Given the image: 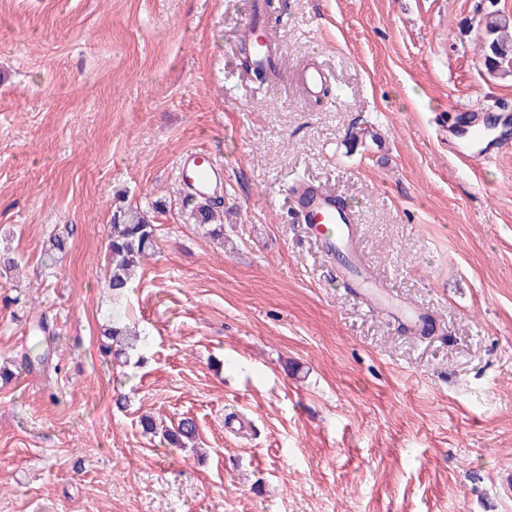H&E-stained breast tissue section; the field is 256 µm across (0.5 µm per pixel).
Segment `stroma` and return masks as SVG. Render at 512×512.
Here are the masks:
<instances>
[{
	"label": "stroma",
	"instance_id": "1",
	"mask_svg": "<svg viewBox=\"0 0 512 512\" xmlns=\"http://www.w3.org/2000/svg\"><path fill=\"white\" fill-rule=\"evenodd\" d=\"M512 0H0V364L47 317L49 361L0 383V512H512V147L462 163L454 110L512 113L480 20ZM264 19L275 74L241 65ZM327 92L306 93L309 65ZM378 140L351 143L354 127ZM224 163V238L194 224L182 151ZM350 206L378 287L336 279L289 189ZM149 211L100 351L106 231ZM67 233L52 269L43 246ZM196 420L198 448L144 435ZM101 351L116 361L128 357L130 351H135L141 342L136 330H132L120 318L112 317V321L101 327Z\"/></svg>",
	"mask_w": 512,
	"mask_h": 512
}]
</instances>
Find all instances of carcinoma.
<instances>
[{
    "mask_svg": "<svg viewBox=\"0 0 512 512\" xmlns=\"http://www.w3.org/2000/svg\"><path fill=\"white\" fill-rule=\"evenodd\" d=\"M484 39L481 51L485 64L491 71H504L512 67V20L494 11L486 14L481 23ZM191 214L199 227L213 236L224 234V225L218 222L220 204L205 201L192 208ZM157 228L147 212L139 208H121L112 215L108 227L106 254L108 277L105 281L112 299L120 301L131 287L132 277L144 260L152 255L156 246ZM66 249V239L54 235L44 249V264L51 266L55 254ZM140 334L127 326L120 318H114L101 327V351L119 361L137 349ZM166 443L174 448H185L196 441L198 426L191 417L181 418L177 425L162 432Z\"/></svg>",
    "mask_w": 512,
    "mask_h": 512,
    "instance_id": "obj_1",
    "label": "carcinoma"
}]
</instances>
